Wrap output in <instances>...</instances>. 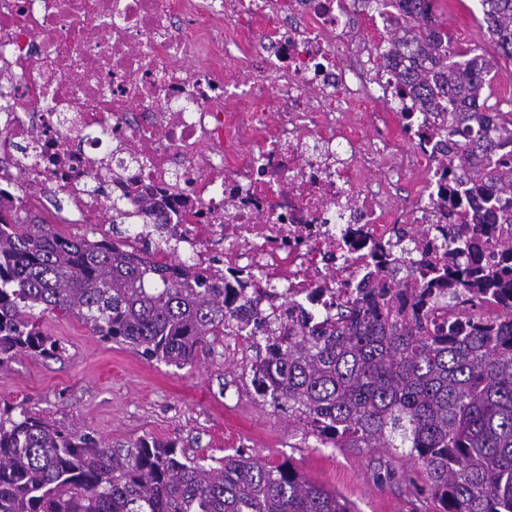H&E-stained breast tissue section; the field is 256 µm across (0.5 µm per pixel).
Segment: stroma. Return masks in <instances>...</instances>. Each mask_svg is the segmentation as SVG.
Segmentation results:
<instances>
[{
  "label": "stroma",
  "mask_w": 512,
  "mask_h": 512,
  "mask_svg": "<svg viewBox=\"0 0 512 512\" xmlns=\"http://www.w3.org/2000/svg\"><path fill=\"white\" fill-rule=\"evenodd\" d=\"M438 12L459 46L491 48L478 0H438ZM43 328L60 342V355H21L0 371V408L21 405L108 443L172 442L200 460L238 451L272 465L289 460L347 499L353 512L413 510L408 493L377 478L384 450L316 446L298 418L255 394L240 361L255 354L248 342H240L236 357L225 354V339L217 337L179 370L99 341L70 315L46 317Z\"/></svg>",
  "instance_id": "obj_1"
}]
</instances>
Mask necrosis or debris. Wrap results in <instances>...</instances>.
Instances as JSON below:
<instances>
[{
	"label": "necrosis or debris",
	"instance_id": "4bbe7bcc",
	"mask_svg": "<svg viewBox=\"0 0 512 512\" xmlns=\"http://www.w3.org/2000/svg\"><path fill=\"white\" fill-rule=\"evenodd\" d=\"M348 33L345 0H0L15 92L0 154L76 224L110 223L111 191L166 195L180 221L150 260L274 272L300 298L318 285L307 307L326 316L376 246L415 274L453 221L438 121ZM414 173L421 189L399 205L396 181ZM405 224L426 236L399 238Z\"/></svg>",
	"mask_w": 512,
	"mask_h": 512
}]
</instances>
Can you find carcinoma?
I'll list each match as a JSON object with an SVG mask.
<instances>
[{"label":"carcinoma","instance_id":"obj_1","mask_svg":"<svg viewBox=\"0 0 512 512\" xmlns=\"http://www.w3.org/2000/svg\"><path fill=\"white\" fill-rule=\"evenodd\" d=\"M436 0H372L404 25L379 52L402 95L443 112L446 165L463 189V227L444 239L423 276L369 271L318 321L269 283L201 277L183 263L148 260L120 224H165L166 200H112V236L61 233L0 187V371L20 355L51 358L42 328L71 314L92 335L179 370L216 336L257 351L256 394L302 421L331 448H383L410 468L383 479L424 490L442 512H512V265L454 269L483 225L512 226L511 99L493 98L491 73L512 60V0H480L495 45L459 49ZM504 308L483 311L489 298ZM0 512H352L346 499L291 462L238 453L203 464L172 443L106 444L22 406L0 408Z\"/></svg>","mask_w":512,"mask_h":512}]
</instances>
